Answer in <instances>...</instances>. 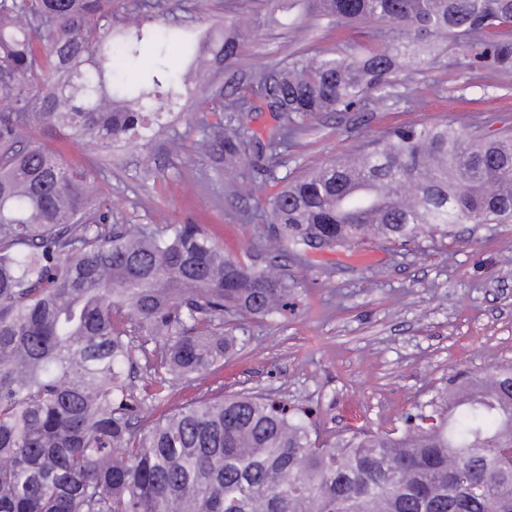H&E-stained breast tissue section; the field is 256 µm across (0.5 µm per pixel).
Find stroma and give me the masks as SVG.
I'll use <instances>...</instances> for the list:
<instances>
[{"instance_id": "obj_1", "label": "stroma", "mask_w": 512, "mask_h": 512, "mask_svg": "<svg viewBox=\"0 0 512 512\" xmlns=\"http://www.w3.org/2000/svg\"><path fill=\"white\" fill-rule=\"evenodd\" d=\"M268 15L265 0H207L205 10L190 6L175 17L200 35L218 19L251 20L255 34L238 63L244 72L259 64L285 67L302 51L355 53L379 29L369 21L339 35L320 19L298 34L287 13L273 21ZM397 80V92L422 95L424 107L322 113L279 176L324 165L400 126L512 128V73L481 69L456 47L444 49L437 63L401 70ZM97 180L128 224L152 223L159 213L178 224H208L228 254L251 262L253 225L238 222L224 202L225 178L191 147L113 148L101 155ZM278 265L293 289L287 312L246 323L243 354L196 386L176 390L172 404L242 389L312 409L314 430L343 436L361 423L401 425L406 412L446 391L454 375L512 362V223L461 224L445 238L406 246L372 240L302 261L284 256Z\"/></svg>"}]
</instances>
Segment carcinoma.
<instances>
[{
	"label": "carcinoma",
	"mask_w": 512,
	"mask_h": 512,
	"mask_svg": "<svg viewBox=\"0 0 512 512\" xmlns=\"http://www.w3.org/2000/svg\"><path fill=\"white\" fill-rule=\"evenodd\" d=\"M334 27L386 23L360 55L299 54L286 70L241 76L252 29L207 39L170 19L171 0H0V512H512V365L459 376L404 427L340 438L245 392L170 399L247 339L224 319L288 308L276 258L367 237L409 244L459 224L512 223V134L468 136L448 123L397 127L354 154L282 183L277 169L323 112L374 111L398 71L450 43L512 70V0H269ZM150 47L161 62L132 81ZM187 61L183 74L163 59ZM195 97L197 152L233 173L225 203L255 226L257 260L224 253L204 224L124 223L92 159L66 167L23 129H61L105 152L170 138L164 121ZM269 112L275 123H251ZM251 162L272 189L246 205ZM139 373L140 385L127 380Z\"/></svg>",
	"instance_id": "cac0c4a2"
}]
</instances>
